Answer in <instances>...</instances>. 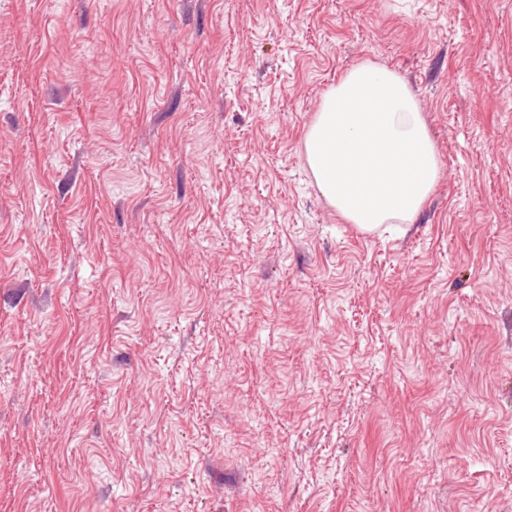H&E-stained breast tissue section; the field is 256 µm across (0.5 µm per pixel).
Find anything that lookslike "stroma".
<instances>
[{"mask_svg": "<svg viewBox=\"0 0 512 512\" xmlns=\"http://www.w3.org/2000/svg\"><path fill=\"white\" fill-rule=\"evenodd\" d=\"M365 61L402 232L302 151ZM0 512H512V0H0ZM303 153L323 198L363 230L413 224L440 177L415 93L372 62L349 69L326 94Z\"/></svg>", "mask_w": 512, "mask_h": 512, "instance_id": "1", "label": "stroma"}]
</instances>
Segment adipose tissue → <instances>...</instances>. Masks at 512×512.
Returning a JSON list of instances; mask_svg holds the SVG:
<instances>
[{
    "instance_id": "adipose-tissue-1",
    "label": "adipose tissue",
    "mask_w": 512,
    "mask_h": 512,
    "mask_svg": "<svg viewBox=\"0 0 512 512\" xmlns=\"http://www.w3.org/2000/svg\"><path fill=\"white\" fill-rule=\"evenodd\" d=\"M303 153L323 198L369 231L414 223L440 177L415 93L396 72L372 62L349 69L326 94Z\"/></svg>"
}]
</instances>
